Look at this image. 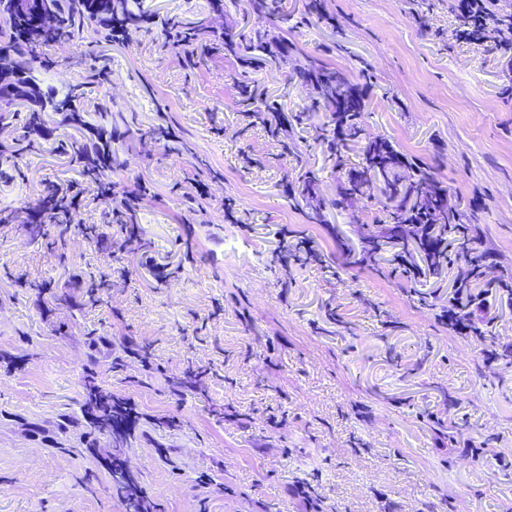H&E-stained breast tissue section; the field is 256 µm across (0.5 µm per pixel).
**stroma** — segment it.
<instances>
[{
  "label": "stroma",
  "mask_w": 512,
  "mask_h": 512,
  "mask_svg": "<svg viewBox=\"0 0 512 512\" xmlns=\"http://www.w3.org/2000/svg\"><path fill=\"white\" fill-rule=\"evenodd\" d=\"M308 2L284 0L288 39L365 84L366 136L425 163L511 277L512 54L457 43L449 0H324L332 27ZM142 5L217 28L241 26L244 10ZM90 40L106 80L90 78ZM160 43L134 28L124 43L96 32L43 48L55 62L45 86H80L85 122L44 112L20 175L0 178V200L31 207L49 184L83 182L56 143L92 141L104 109L113 183L149 193L137 234L100 244L81 232L107 210L92 193L64 246L52 225L0 224V512H125L110 440L83 406L89 374L137 413L122 456L147 512H512V368L486 359L512 345V305L489 299L480 341L441 317L453 276L421 284L388 261L344 268L360 223L383 212L363 200L315 224L292 204L302 172L327 200L345 178L323 142L330 115L312 110L308 87L286 68L258 76L268 102L303 118L287 155L249 125L239 62L219 53L195 68ZM287 233L325 264L282 263ZM91 274L118 282L95 304ZM437 418L462 436L438 439Z\"/></svg>",
  "instance_id": "1"
}]
</instances>
